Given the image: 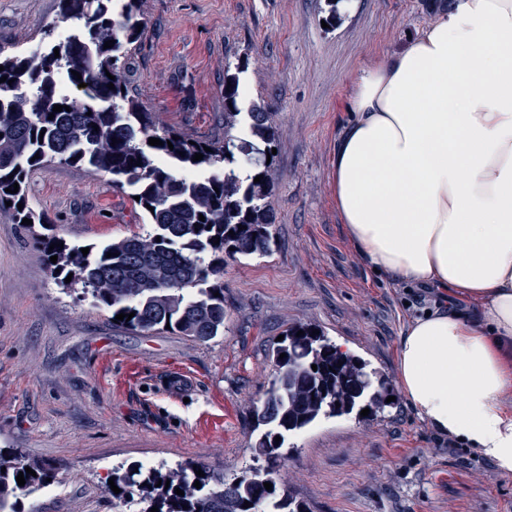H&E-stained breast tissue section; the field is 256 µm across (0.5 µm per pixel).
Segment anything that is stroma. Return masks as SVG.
Returning <instances> with one entry per match:
<instances>
[{
    "mask_svg": "<svg viewBox=\"0 0 512 512\" xmlns=\"http://www.w3.org/2000/svg\"><path fill=\"white\" fill-rule=\"evenodd\" d=\"M453 0H142L140 40L122 69L158 121L224 138V77L273 114L276 246L224 267L226 327L200 343L114 326L91 298L62 290L28 232L0 212V448L67 463L60 482L20 498L22 512H126L107 490L115 466L201 462L227 474L253 462V405L275 368L271 343L311 321L389 375L414 319V283L375 273L354 251L334 199L337 138L362 69L403 47ZM335 15L332 26L322 20ZM70 22L59 0H0V48L33 55ZM28 202L68 245L103 247L146 232L133 191L111 175L48 162ZM195 378L188 400L149 386ZM435 430L403 395L381 418H323L289 438L275 478L312 512H512V474L478 472L476 452L431 454Z\"/></svg>",
    "mask_w": 512,
    "mask_h": 512,
    "instance_id": "35a3bbf8",
    "label": "stroma"
}]
</instances>
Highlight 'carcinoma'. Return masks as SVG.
Here are the masks:
<instances>
[{"mask_svg": "<svg viewBox=\"0 0 512 512\" xmlns=\"http://www.w3.org/2000/svg\"><path fill=\"white\" fill-rule=\"evenodd\" d=\"M141 0L121 3L120 32H115L113 0H60L64 18L80 23V39L54 48L35 60L0 49V209L9 210L17 223L45 224L42 214L28 203L29 171L50 159L85 162L112 175L115 186H126L139 196L152 230L107 244L83 254L81 247L49 249L60 242L54 234H41L37 244L57 283L81 289L94 303L112 312L134 317L112 320L131 331L166 328L194 341L208 342L224 332V263L238 256L265 255L274 244L276 215L270 198L271 171L276 161V132L272 112L253 103L246 112L249 132L264 147L235 144L233 131L239 123L242 92L235 75L224 77V141H195L161 125L126 86L122 59L127 46L143 31L139 19ZM113 47L104 48L106 41ZM65 71L76 90L68 97L59 92L55 77ZM82 76L79 86L73 72ZM115 76L111 80L108 75ZM114 84L109 89L108 84ZM69 110L53 112V106ZM54 118H49V114ZM162 144L152 146L148 139ZM117 143H112V140ZM210 151H205V148ZM249 158L251 170L237 174L236 153ZM203 154L199 161L195 154ZM140 165H135V162ZM211 168L220 174L183 178L187 171ZM263 176L259 182L255 177ZM19 184L18 192L7 189ZM11 206H6V202ZM23 204L18 208L17 204ZM153 210L146 209V206ZM205 221H200L199 216ZM244 229H238V226ZM112 257H107V254ZM57 256V262L50 257ZM70 282H65L66 277ZM317 325L293 323L272 343L270 355L276 374L263 401L252 410L254 428L261 430L254 448L267 468L226 477L206 466L196 475L193 463L170 466L161 463L145 468L112 469L120 493L112 499L137 507V512H311L309 506L279 485L274 467L284 457L289 437L297 435L322 417H360L384 412L390 395L389 377L370 367L361 356L344 351L324 331L312 334ZM304 334L297 335L298 331ZM286 357H280V354ZM317 369H312V365ZM281 441H275V437ZM0 512L9 507L19 512L20 496L54 479L63 464L30 457L21 448L0 449ZM31 468L36 475L19 473ZM200 482L201 487L194 486ZM272 484L267 490L264 483ZM184 495L175 494V488Z\"/></svg>", "mask_w": 512, "mask_h": 512, "instance_id": "cac0c4a2", "label": "carcinoma"}]
</instances>
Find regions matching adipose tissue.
<instances>
[{"label": "adipose tissue", "instance_id": "ef3b65f1", "mask_svg": "<svg viewBox=\"0 0 512 512\" xmlns=\"http://www.w3.org/2000/svg\"><path fill=\"white\" fill-rule=\"evenodd\" d=\"M347 109L334 190L352 245L453 299L401 336L398 386L512 474V0H455L361 71Z\"/></svg>", "mask_w": 512, "mask_h": 512}]
</instances>
